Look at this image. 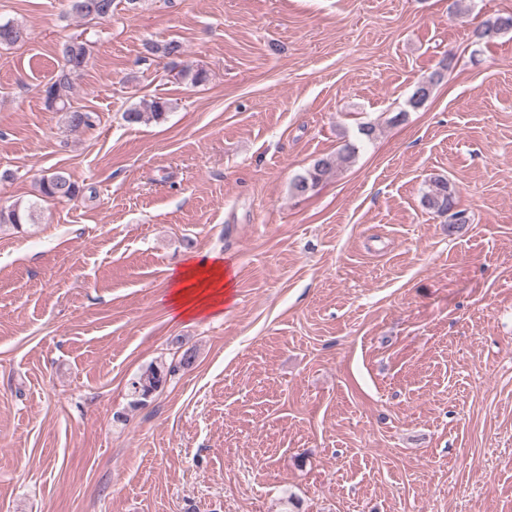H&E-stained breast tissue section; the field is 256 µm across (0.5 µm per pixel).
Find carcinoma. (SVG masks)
Listing matches in <instances>:
<instances>
[{
	"label": "carcinoma",
	"mask_w": 512,
	"mask_h": 512,
	"mask_svg": "<svg viewBox=\"0 0 512 512\" xmlns=\"http://www.w3.org/2000/svg\"><path fill=\"white\" fill-rule=\"evenodd\" d=\"M82 8L77 9L73 3H68L69 13L82 19H102L109 16L113 10L115 0H81ZM512 32V12L497 13L484 20L481 25L473 30V37L482 40L494 34H507ZM25 37L24 30L13 23H0V45L15 44ZM146 51L155 55L161 54L166 58H178L183 54V46L176 40H171L163 45L152 43L145 44ZM62 53L65 63L42 88L45 104L48 108L63 113L64 123L71 131H78L93 126V114L79 107H74L69 102V92L74 85L75 77L85 67L89 55L88 44L83 40H70L63 45ZM440 73H435L432 78L419 84L410 97L412 107L422 106L430 97L435 79ZM168 109V102L158 99L153 100L142 111L131 108L124 113L125 121L134 124L150 119L160 120ZM355 149L346 145L336 155H326L314 161L312 167L303 175L297 176L293 181L295 193L304 195L317 186L323 176L331 173L342 164L352 161ZM83 188L72 181L63 172H55L44 177L39 184L40 195L58 200H73L79 197ZM422 203L427 209L450 215L448 231H453L458 224L467 222L465 212L456 209L455 190L444 177H436L430 181L428 190L422 197ZM34 223V207L22 206L15 203L7 208L0 207V228L3 226L17 227L21 224ZM194 354L186 350L178 363L166 366L164 364L151 363L144 368L130 383L134 403L140 404L143 399L157 391L167 381V377L173 375L179 368L192 365Z\"/></svg>",
	"instance_id": "obj_1"
}]
</instances>
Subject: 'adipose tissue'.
Wrapping results in <instances>:
<instances>
[{"label": "adipose tissue", "instance_id": "adipose-tissue-1", "mask_svg": "<svg viewBox=\"0 0 512 512\" xmlns=\"http://www.w3.org/2000/svg\"><path fill=\"white\" fill-rule=\"evenodd\" d=\"M232 274L218 254L189 259L171 269L166 302L178 318L219 315L231 299Z\"/></svg>", "mask_w": 512, "mask_h": 512}]
</instances>
